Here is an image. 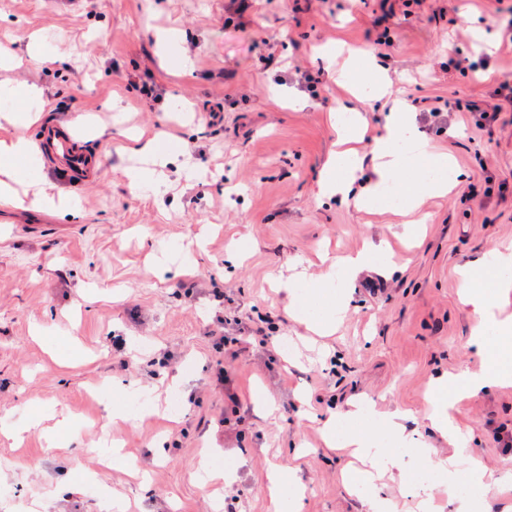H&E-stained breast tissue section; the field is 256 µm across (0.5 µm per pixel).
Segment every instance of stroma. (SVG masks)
Instances as JSON below:
<instances>
[{
    "label": "stroma",
    "mask_w": 512,
    "mask_h": 512,
    "mask_svg": "<svg viewBox=\"0 0 512 512\" xmlns=\"http://www.w3.org/2000/svg\"><path fill=\"white\" fill-rule=\"evenodd\" d=\"M387 27L379 0H0V41L22 65L0 84L44 92L43 119L26 134L79 114L103 133L80 142L97 168L78 187L45 172L76 197L79 216L0 203V427L33 411L66 407L75 416L68 450L49 447L42 428L15 447L0 439V512H98L102 488L126 512H213L214 497L239 495L241 512H274L263 491L268 472L290 467L305 489L303 512H361L341 473L349 457L326 448L321 420L366 396L406 412L408 427L438 448L425 413L430 382L481 365L470 344L476 318L461 300L459 269L512 243V112L480 129L468 102L491 103L512 82V43L501 21L512 0H396ZM172 30L167 44L156 33ZM43 32L50 57H26ZM391 42L378 45L382 32ZM343 43L365 64L379 63L414 121L461 173L455 190L428 199L424 231L406 241L404 219L320 198L318 182L336 152L330 114L347 104L367 126L356 149L371 177L373 138L388 112L353 98L334 74L344 58L322 55ZM488 56L487 70L452 69L449 59ZM319 73L320 99L303 90ZM152 77L161 102L141 99L133 80ZM122 111H112V99ZM206 102L224 105L208 124ZM442 106L428 123L425 107ZM165 133L188 146L201 179L177 181L165 195L131 188L134 164L125 130ZM383 241L387 274H362L335 335L310 333L290 313L276 276L316 277L323 254H354ZM137 387V404L162 411L112 421L96 393L103 379ZM455 422L469 453L493 477L481 498L512 512V385L459 402ZM120 442L146 470L100 466L98 446ZM236 468L233 483L203 487L200 466Z\"/></svg>",
    "instance_id": "obj_1"
}]
</instances>
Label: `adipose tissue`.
<instances>
[{
  "instance_id": "obj_1",
  "label": "adipose tissue",
  "mask_w": 512,
  "mask_h": 512,
  "mask_svg": "<svg viewBox=\"0 0 512 512\" xmlns=\"http://www.w3.org/2000/svg\"><path fill=\"white\" fill-rule=\"evenodd\" d=\"M370 79V98H384L390 104V117L374 143V178L362 188H355L353 175L360 169L361 161L354 151H341L321 176L320 195L341 203L351 199L370 208L385 191L394 188L402 194L399 212L419 211L426 197L445 194L451 185L444 175L426 177L424 167L432 166L445 173L453 170L454 165L447 155L435 153L421 137L406 101L391 91L379 67H372ZM0 92L10 100L8 106L0 108V122L16 130L11 138L0 140V202L22 207L28 201L18 195L17 187L29 180L25 163L34 150L24 130L41 118L34 105L42 92L27 83L6 85L0 87ZM137 150L150 155L153 165L128 169L129 183L150 187L158 194L166 192L170 177L163 169L169 163V155L161 152L152 140L138 143ZM388 268L384 250L373 245L356 255L330 260L324 274L305 281L304 285L285 279L278 286L291 307L300 312L303 323L328 332L348 310L351 285L358 275L368 269ZM463 279L466 302L479 317L470 342L479 355L491 359L493 366L477 373L441 376L433 384L431 426L455 447L458 435L452 410L457 401L512 382V319L501 317L494 306L496 295L512 290V247L497 248L466 264ZM405 421L403 413L383 412L373 402L363 400L323 422L322 430L330 447L352 449L370 464L369 469L354 476L357 486L366 491L365 512H399L396 503L382 496L376 486V474L380 471L396 474L404 488L415 479L427 485H447L453 512H474L477 495L489 478L487 469L457 447L453 457L438 458L436 448L414 439Z\"/></svg>"
}]
</instances>
